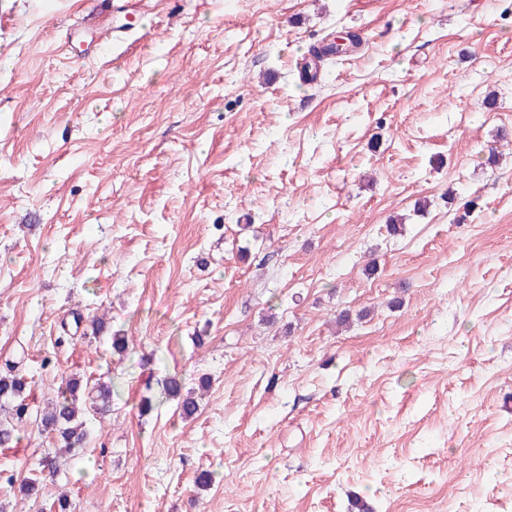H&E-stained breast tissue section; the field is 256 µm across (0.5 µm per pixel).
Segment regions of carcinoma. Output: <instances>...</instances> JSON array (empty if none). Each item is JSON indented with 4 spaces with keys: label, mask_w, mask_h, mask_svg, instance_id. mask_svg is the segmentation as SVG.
Listing matches in <instances>:
<instances>
[{
    "label": "carcinoma",
    "mask_w": 512,
    "mask_h": 512,
    "mask_svg": "<svg viewBox=\"0 0 512 512\" xmlns=\"http://www.w3.org/2000/svg\"><path fill=\"white\" fill-rule=\"evenodd\" d=\"M115 385L82 383L80 377L72 375L61 378L58 384L55 403L42 409L39 421L42 430L55 434L57 451L41 461L42 469L54 473L59 461L72 455L76 449L84 447L88 436L85 424L80 420L81 405L91 401V406L102 403L106 408L112 399ZM30 389L28 378L18 368L0 375V447L10 448L19 443L21 436L18 425L27 411L25 394ZM169 398L178 402L181 413L190 417L197 411L196 401L191 392H183L181 381L170 377L164 385Z\"/></svg>",
    "instance_id": "carcinoma-1"
}]
</instances>
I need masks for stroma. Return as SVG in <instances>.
Segmentation results:
<instances>
[{"instance_id": "1", "label": "stroma", "mask_w": 512, "mask_h": 512, "mask_svg": "<svg viewBox=\"0 0 512 512\" xmlns=\"http://www.w3.org/2000/svg\"><path fill=\"white\" fill-rule=\"evenodd\" d=\"M5 57L0 370L116 391L0 512H512V0H0ZM165 393L169 398L177 400L181 413L190 417L197 411L196 401L192 396V392H183V385L181 381L175 377H170L166 380L164 385Z\"/></svg>"}]
</instances>
